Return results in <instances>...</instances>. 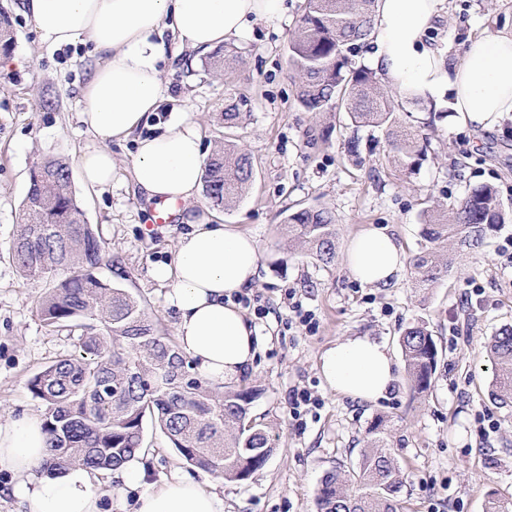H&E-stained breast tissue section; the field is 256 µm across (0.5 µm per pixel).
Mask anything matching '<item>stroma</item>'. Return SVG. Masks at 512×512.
Masks as SVG:
<instances>
[{"mask_svg":"<svg viewBox=\"0 0 512 512\" xmlns=\"http://www.w3.org/2000/svg\"><path fill=\"white\" fill-rule=\"evenodd\" d=\"M288 21L258 25L238 43L242 65L205 72L201 63L182 67L188 51L168 40L160 62L166 101L144 134L164 131L170 113H197L203 152L233 142L252 158L254 177L232 208L212 209L215 222L250 232L260 254V276L244 292L245 315L260 349L237 383L257 389L250 415L270 426L275 451L265 466L242 482L204 473L172 448L153 422L144 424L139 463L151 480L192 478L218 501V512H315L325 471L351 473L376 416L392 422L391 453L405 477L399 512H484L486 495L512 500V408L488 397L495 367L487 343L512 325V260L501 249L512 239V220L500 225L478 252H454L451 270L437 284L419 287L410 260L428 243L423 212L451 208L475 187L496 188L512 213V120L493 132L448 127L424 104L390 91L407 126L422 129L427 152L414 169L398 165L384 130L351 122L336 109L302 111L287 68L288 43L305 0H288ZM15 36L18 67L0 71V422L43 414L28 380L52 361L74 354L76 330L45 326L36 312L41 293L22 277L10 252L31 171L51 158L75 162L95 138L80 121L81 94L101 58L78 42L44 44L21 0H0ZM512 27V0H448V14L428 41L444 56L460 59L470 35ZM248 100V115L235 128L224 125L229 99ZM360 151L351 155L350 140ZM134 143L112 147L117 175L105 190L87 189L73 178L84 219L115 265L96 274L127 289L161 333L174 336L176 316L168 284L153 279L166 263L183 226L153 224L132 176ZM310 207L336 219L337 257L323 264L289 246L284 217ZM370 224L389 226L409 260L385 288L359 284L343 253L350 238ZM481 289L471 300L470 284ZM313 315L300 324L294 305ZM431 332L439 360L430 389L415 393L399 376L387 397L366 401L337 394L321 372L322 356L350 336H370L400 353L399 336L410 324ZM308 394L309 403L293 400Z\"/></svg>","mask_w":512,"mask_h":512,"instance_id":"1","label":"stroma"}]
</instances>
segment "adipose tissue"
<instances>
[{
  "instance_id": "obj_1",
  "label": "adipose tissue",
  "mask_w": 512,
  "mask_h": 512,
  "mask_svg": "<svg viewBox=\"0 0 512 512\" xmlns=\"http://www.w3.org/2000/svg\"><path fill=\"white\" fill-rule=\"evenodd\" d=\"M22 8L49 46L81 39L105 56L82 91L80 120L98 141L77 159L83 183L109 186L116 170L112 144L134 141V181L160 209L195 198L204 177L194 113H173L162 133H137L164 99L157 68L165 54L163 30L187 46L183 63L190 66L196 55L248 39L256 23H278L287 11L285 0H23ZM447 10L448 0H376L369 62L404 97L439 113L441 122L495 130L512 117V30L473 35L462 59L448 61L427 42ZM344 263L361 285L385 287L402 271L405 254L389 227L371 225L349 240ZM259 270L254 237L205 215L190 220L169 262L154 270L156 279L172 285L167 300L177 313L178 349L207 377L235 378L255 358V330L233 297L252 286ZM322 372L336 393L362 400L386 397L397 381L391 351L367 336L337 342L324 354ZM46 457L38 416L0 423V472L15 478L28 512H102L95 474L80 468L45 474ZM112 483L118 494L139 488L133 512H217L215 496L201 483L151 482L138 464L113 470Z\"/></svg>"
}]
</instances>
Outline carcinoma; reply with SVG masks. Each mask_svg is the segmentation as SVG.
Masks as SVG:
<instances>
[{
	"label": "carcinoma",
	"mask_w": 512,
	"mask_h": 512,
	"mask_svg": "<svg viewBox=\"0 0 512 512\" xmlns=\"http://www.w3.org/2000/svg\"><path fill=\"white\" fill-rule=\"evenodd\" d=\"M375 0H306L289 42L288 65L298 83L297 100L306 112H330L343 106L351 121L385 130L399 165H419L427 150L420 130L405 126L371 72L348 68L346 52L363 46L372 30ZM15 45L13 27L0 11V54ZM243 59L229 48L204 60L207 71L232 69ZM247 99L224 108L232 127L246 116ZM70 165L49 159L32 170L21 221L11 244L23 278L47 282L37 312L51 328L80 330L78 352L46 365L28 381L44 407L43 426L49 474L82 466L112 470L142 451L146 418L166 435L193 467L244 481L261 469L274 451L268 426L250 417L257 390L205 382L184 386L190 361L160 334L141 303L124 288L112 286L93 270L107 256L95 231L84 224L72 190ZM253 177L251 158L233 143L205 162L204 191L218 207L236 204ZM506 210L494 188L479 186L460 200L452 215L428 210L422 229L435 248L415 257L421 286L445 276L452 258L440 246L452 242L462 250H479L487 236L505 223ZM288 243L328 264L336 256L333 215L325 209H300L287 215ZM413 391L426 392L437 366L438 350L426 326H407L399 336ZM487 351L495 365L490 398L512 407V326L490 338ZM367 448L352 477L338 469L326 472L316 493L317 512H398L404 477L391 453L388 421L376 417L367 430Z\"/></svg>",
	"instance_id": "obj_1"
}]
</instances>
